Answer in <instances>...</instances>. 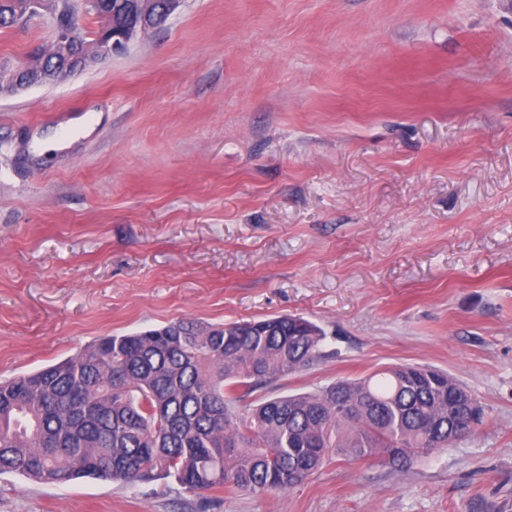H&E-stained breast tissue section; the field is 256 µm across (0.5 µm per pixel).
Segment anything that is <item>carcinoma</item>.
Here are the masks:
<instances>
[{
  "label": "carcinoma",
  "instance_id": "carcinoma-1",
  "mask_svg": "<svg viewBox=\"0 0 512 512\" xmlns=\"http://www.w3.org/2000/svg\"><path fill=\"white\" fill-rule=\"evenodd\" d=\"M0 0V29L40 11L76 16V0ZM77 50L33 52L32 77L58 83L98 60ZM325 331L294 315L215 326L175 320L107 336L75 355L0 384V473L126 485L173 477L189 493H276L310 479L333 454L393 465L470 436L481 421L450 374L391 364L312 392L246 403L278 378L324 358Z\"/></svg>",
  "mask_w": 512,
  "mask_h": 512
}]
</instances>
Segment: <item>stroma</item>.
<instances>
[{
  "label": "stroma",
  "instance_id": "obj_1",
  "mask_svg": "<svg viewBox=\"0 0 512 512\" xmlns=\"http://www.w3.org/2000/svg\"><path fill=\"white\" fill-rule=\"evenodd\" d=\"M52 40L48 15L0 29V62ZM284 314L328 357L260 397L423 365L483 424L277 494L3 473L0 512H512V0H182L0 94V382L175 319ZM134 2H142L144 7L148 3H157V0H131ZM150 6L144 9L140 14V28L130 25L127 29L120 24H112V34L107 38H100L98 43L99 54L102 58L109 57L114 53H120L127 49L129 44L152 31V16L149 15Z\"/></svg>",
  "mask_w": 512,
  "mask_h": 512
}]
</instances>
